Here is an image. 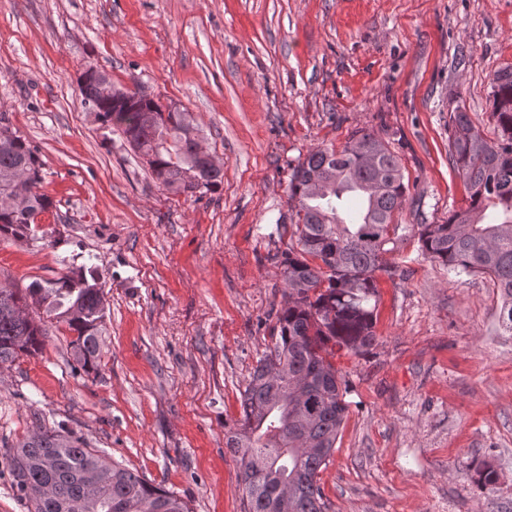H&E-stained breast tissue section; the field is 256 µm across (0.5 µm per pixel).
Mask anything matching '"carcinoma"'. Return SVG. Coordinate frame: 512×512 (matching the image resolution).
I'll return each mask as SVG.
<instances>
[{
	"label": "carcinoma",
	"mask_w": 512,
	"mask_h": 512,
	"mask_svg": "<svg viewBox=\"0 0 512 512\" xmlns=\"http://www.w3.org/2000/svg\"><path fill=\"white\" fill-rule=\"evenodd\" d=\"M102 70L92 66L78 80L82 101L117 128L147 164L156 184L193 197L218 189L223 173L198 150L197 125L185 110L166 112L140 91L102 98ZM155 114L152 125L142 114ZM492 116L500 139L489 142L456 110L449 137L454 168L463 178L468 205L444 224H422V251L450 270L493 278L506 303L502 325L512 331V66L492 79ZM41 163L21 137H0V196L22 205L0 209V237L30 236L36 216L51 202L38 193ZM299 251L284 266L288 303L277 315V336L257 360L242 393V419L225 447L239 458L245 512H329L319 472L336 448L348 412L349 384L330 361L334 348L355 355L374 345V273L383 264L394 212L406 192L397 157L377 137L358 131L346 146L317 149L293 170ZM359 218H342L346 195ZM322 265L311 266L307 257ZM36 305L76 333L72 356L86 373L98 371L104 290L94 275L79 273L25 291L0 286V364L35 355L47 329L29 314ZM8 466L29 512H191L176 495L112 462L62 428L36 430L9 454ZM475 483L497 479L487 465L474 468Z\"/></svg>",
	"instance_id": "cac0c4a2"
}]
</instances>
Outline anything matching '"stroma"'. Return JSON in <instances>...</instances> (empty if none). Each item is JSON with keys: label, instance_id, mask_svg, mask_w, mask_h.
Instances as JSON below:
<instances>
[{"label": "stroma", "instance_id": "obj_1", "mask_svg": "<svg viewBox=\"0 0 512 512\" xmlns=\"http://www.w3.org/2000/svg\"><path fill=\"white\" fill-rule=\"evenodd\" d=\"M193 113L223 170L185 197L86 107L87 65ZM512 65V0H0V114L42 162L51 207L0 240V285L94 270L97 372L48 325L0 366V512H28L5 459L64 427L185 500L244 512L224 447L241 392L287 303L290 174L357 130L397 156L405 200L377 273L375 345L332 360L351 385L319 474L330 512H512V334L489 276L425 256L419 227L466 207L448 142L455 109L487 140L491 79ZM500 474L478 486L471 466Z\"/></svg>", "mask_w": 512, "mask_h": 512}]
</instances>
